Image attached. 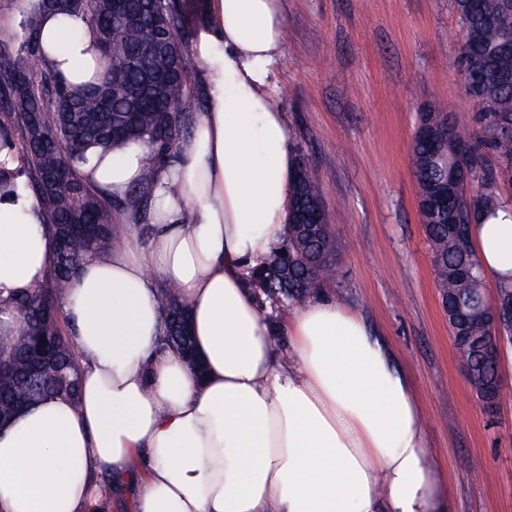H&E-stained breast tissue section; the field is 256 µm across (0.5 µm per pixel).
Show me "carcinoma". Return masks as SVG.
<instances>
[{"mask_svg": "<svg viewBox=\"0 0 512 512\" xmlns=\"http://www.w3.org/2000/svg\"><path fill=\"white\" fill-rule=\"evenodd\" d=\"M183 2L124 0L119 11L113 0H35L15 18L11 37L0 42L5 62L0 72V200L38 199L53 235L63 239L46 279L20 297L0 301L23 320L19 337L0 335V350L9 355L0 367V425L17 413L19 403L27 406L48 395L76 398L77 350L60 326L58 308L87 255L120 249L128 235L127 225L112 222V199L99 196L80 168L88 149L109 150L126 140L155 146L169 159L178 156L185 127L180 113L168 106L187 96L184 48L197 28ZM501 6L502 0H453L464 29L459 51L466 52L469 73L485 61L512 72V51L502 50L497 33L486 25ZM45 11L90 17L105 61L98 84L73 92L43 65L38 16ZM136 57L139 66L131 65ZM465 91L475 111L474 129L466 136L448 133L450 141L465 138L473 144L465 183L449 204L459 224L452 227L439 214L425 231L454 349L468 383L492 410L501 390L499 345L512 344V331L498 332L493 313L481 302L483 273L471 225L483 214H496L499 183L512 178V87L467 85ZM412 154L421 194L456 166L418 140ZM292 200L283 240L267 264L251 273V281L290 306L315 295L338 266L334 225L307 223L323 203L318 171L303 159ZM123 201L134 221L145 222L149 207L143 188H130ZM161 307L162 348L202 371L192 336L184 334L189 318L178 288L161 289ZM29 336L48 340L50 354L25 353Z\"/></svg>", "mask_w": 512, "mask_h": 512, "instance_id": "1", "label": "carcinoma"}]
</instances>
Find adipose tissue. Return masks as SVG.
<instances>
[{
  "label": "adipose tissue",
  "mask_w": 512,
  "mask_h": 512,
  "mask_svg": "<svg viewBox=\"0 0 512 512\" xmlns=\"http://www.w3.org/2000/svg\"><path fill=\"white\" fill-rule=\"evenodd\" d=\"M210 14L194 40L209 108L178 158L140 142L86 153L102 196L153 184L150 238L90 256L64 296L79 403L49 396L0 426V512H94L96 469L138 484L133 512H442L420 407L364 315L313 296L277 328L251 293L250 270L283 238L297 167L274 105L287 20L283 0H211ZM41 35L71 89L101 78L86 15H44ZM471 240L486 277L512 280L511 202ZM53 254L36 199L0 201V297L46 279ZM168 285L203 379L159 346Z\"/></svg>",
  "instance_id": "ef3b65f1"
}]
</instances>
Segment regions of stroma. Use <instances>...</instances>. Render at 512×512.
I'll return each instance as SVG.
<instances>
[{"label": "stroma", "mask_w": 512, "mask_h": 512, "mask_svg": "<svg viewBox=\"0 0 512 512\" xmlns=\"http://www.w3.org/2000/svg\"><path fill=\"white\" fill-rule=\"evenodd\" d=\"M452 0H287L278 100L297 157L319 172L341 267L324 294L359 310L408 375L450 512H512V371L494 412L456 356L417 208L420 113L470 131Z\"/></svg>", "instance_id": "1"}]
</instances>
